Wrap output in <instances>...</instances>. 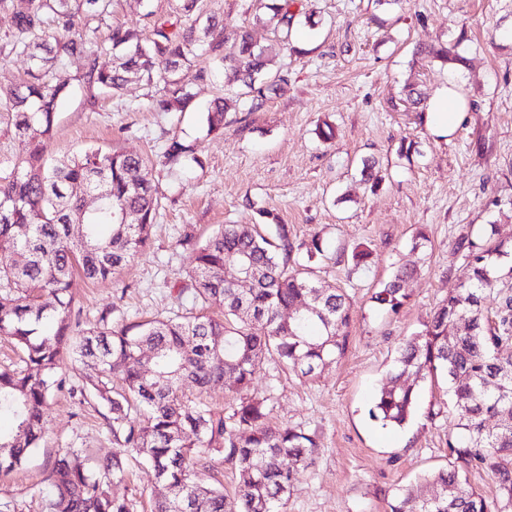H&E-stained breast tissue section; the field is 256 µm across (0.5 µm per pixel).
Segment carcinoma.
<instances>
[{
	"instance_id": "cac0c4a2",
	"label": "carcinoma",
	"mask_w": 512,
	"mask_h": 512,
	"mask_svg": "<svg viewBox=\"0 0 512 512\" xmlns=\"http://www.w3.org/2000/svg\"><path fill=\"white\" fill-rule=\"evenodd\" d=\"M175 20L155 25L153 38L113 27L112 66L99 68L91 41L79 30L85 18L106 24L104 0H0L13 15L12 49L26 51L27 79L0 88V104L22 151L0 177V337L15 343L18 363L0 367V474L21 467L39 447L54 377L64 356L86 365L80 393L104 406L115 449L96 464L79 448H63L49 474L43 512H134L132 499L113 492L129 462L141 458L159 485L151 512H283L294 491V466L314 463L315 437L301 428L269 423L270 397L251 391L255 369L272 361L296 376L314 379L344 357L353 320L346 294L322 281L311 268L290 266L295 247L324 255L320 237L295 244L288 225L266 236L257 224H226L192 246L193 267L179 296L183 311L113 326L109 311L82 329L74 305L76 277L108 281L145 250L156 222L161 194L155 162L120 151L88 148L49 162L43 140L51 135L56 108L67 85L49 80L54 68L73 57L89 59L85 82L117 92L135 80L163 83L151 107L181 111L194 93L179 71L198 45L231 71L226 94L257 104L288 84V73L270 69L273 57L290 45L299 18L296 0H277L260 19L272 37L258 44L245 26L226 25L214 15L181 18L199 0H176ZM71 32L49 41L46 17ZM232 52L221 54L226 43ZM455 64L448 47L419 50ZM227 98L207 111L211 133L224 130ZM194 156L191 144L169 140L163 163L177 168ZM460 285L435 309L422 329L407 338L390 381L376 392L369 416L402 427L414 415L415 383L441 377L448 382L449 409L458 434L448 437L450 462L424 478L427 493L411 487L395 494L390 512H512V287L499 259L512 244L497 238L496 225L463 237ZM373 252H351L356 269ZM418 273L399 266L371 295L375 309L395 314L408 299L405 284ZM495 295V307L485 301ZM224 308L216 318L213 305ZM200 393L216 384L236 394L227 409L214 411L189 400L183 386ZM222 455L238 482L234 496L210 476L212 455ZM491 473L496 494L488 498L467 474Z\"/></svg>"
}]
</instances>
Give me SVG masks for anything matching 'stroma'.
Segmentation results:
<instances>
[{
	"label": "stroma",
	"instance_id": "stroma-1",
	"mask_svg": "<svg viewBox=\"0 0 512 512\" xmlns=\"http://www.w3.org/2000/svg\"><path fill=\"white\" fill-rule=\"evenodd\" d=\"M316 27L300 22L294 52L284 58L288 84L277 96L227 112L223 133L209 132L204 113L223 95L225 74L199 80L213 67L212 54L195 49L180 72L194 99L183 112L150 109L155 86L133 82L118 94L86 84V62L66 61L52 79L68 85L57 109L45 155L58 158L94 146L157 156L167 140L190 143L198 158L181 168L156 166L162 208L149 246L107 282L77 283L75 305L82 326L109 311L113 324L143 321L178 311V287L191 269L184 239L201 242L223 224H260L274 216L286 224L300 248L297 264L317 268L327 282L346 291L354 320L346 356L321 377L279 379L271 363L261 365L254 387L271 391L270 422L315 432L320 447L314 465L298 468L286 512H390L397 489L449 462L448 438L456 434L444 407L443 385L422 383L416 415L403 429L371 420L370 402L386 379L401 342L421 330L433 310L459 286L464 263L456 243L486 224L512 239V0H302ZM175 0H109L108 26L137 30L151 38L155 24L172 13ZM203 15L252 24L255 0H201ZM12 14L0 10V86L24 78L26 55L6 45ZM442 42L463 57L460 65L414 54L420 44ZM462 81L473 109L448 140L428 132L422 112L406 101V86L422 95ZM335 125L333 143L317 138L322 121ZM414 144L400 156V140ZM376 161L383 176L371 189L363 160ZM426 229V248H411ZM319 236L336 258H308L303 242ZM374 250L371 266L354 270L350 253L358 243ZM415 264L409 298L398 313L376 311L370 293L396 266ZM95 401L54 393L46 435L29 460L0 477V502L15 512H40L46 476L58 449H87L92 459L112 451V436ZM153 470L130 466L117 494L150 512Z\"/></svg>",
	"mask_w": 512,
	"mask_h": 512
}]
</instances>
